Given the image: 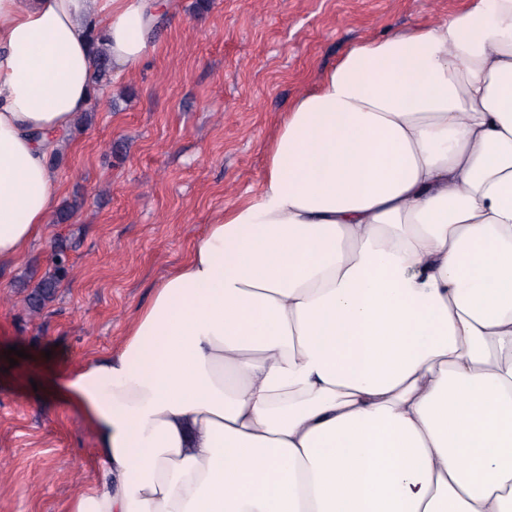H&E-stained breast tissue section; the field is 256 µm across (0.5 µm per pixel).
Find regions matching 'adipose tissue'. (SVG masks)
<instances>
[{
    "instance_id": "1",
    "label": "adipose tissue",
    "mask_w": 512,
    "mask_h": 512,
    "mask_svg": "<svg viewBox=\"0 0 512 512\" xmlns=\"http://www.w3.org/2000/svg\"><path fill=\"white\" fill-rule=\"evenodd\" d=\"M169 0H0V264L95 88ZM66 383L100 477L67 512H512V0L351 47Z\"/></svg>"
}]
</instances>
